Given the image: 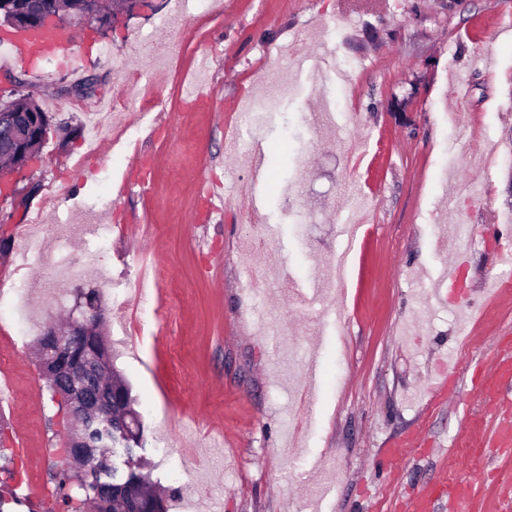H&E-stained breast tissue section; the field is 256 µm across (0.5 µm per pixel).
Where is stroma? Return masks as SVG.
Returning <instances> with one entry per match:
<instances>
[{
    "mask_svg": "<svg viewBox=\"0 0 512 512\" xmlns=\"http://www.w3.org/2000/svg\"><path fill=\"white\" fill-rule=\"evenodd\" d=\"M80 31L66 22L67 52L32 69L0 55V97L22 79L52 118L0 206V302L43 291L25 333L0 325V445L23 452L22 478L0 473L12 512H64L49 469L67 429L34 342L92 287L168 512H413L427 492L447 512L461 478L472 512H503L512 453L479 473L473 451L512 417L494 383L512 340V0H153L96 41ZM192 80L211 111L192 110ZM81 100L130 129L101 132L83 167ZM44 208L39 254L19 257ZM458 210L479 232L452 278ZM100 224V276L55 300L57 259L81 260Z\"/></svg>",
    "mask_w": 512,
    "mask_h": 512,
    "instance_id": "obj_1",
    "label": "stroma"
}]
</instances>
